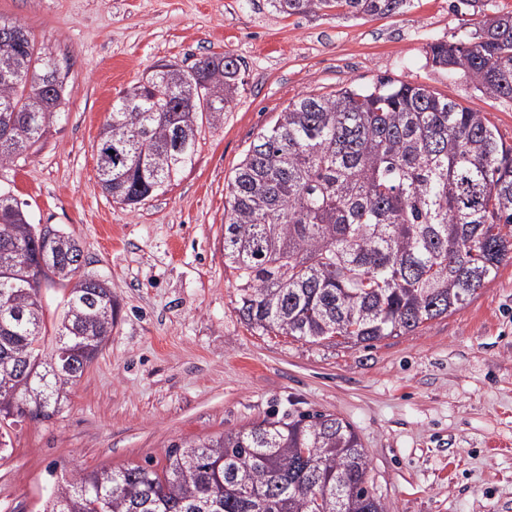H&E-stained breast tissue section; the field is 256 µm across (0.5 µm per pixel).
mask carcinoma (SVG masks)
<instances>
[{
    "label": "carcinoma",
    "mask_w": 512,
    "mask_h": 512,
    "mask_svg": "<svg viewBox=\"0 0 512 512\" xmlns=\"http://www.w3.org/2000/svg\"><path fill=\"white\" fill-rule=\"evenodd\" d=\"M287 15L377 17L409 0H269ZM432 66L512 99V14L458 42L428 46ZM0 165L64 114L67 73L20 24L0 16ZM242 85L233 55L188 69L161 63L106 116L97 174L134 208L192 162L203 123L224 120ZM224 269L238 313L264 335L370 344L461 309L512 260V147L485 112L421 84L291 99L257 134L228 185ZM69 289L56 345L43 341L42 284ZM108 283L84 271L77 240L29 221L0 190V448L8 429L49 421L68 394L45 373L65 348L73 381L112 335ZM367 457L332 414L265 418L215 439L175 444L157 471L78 474L43 512H387L366 486Z\"/></svg>",
    "instance_id": "cac0c4a2"
}]
</instances>
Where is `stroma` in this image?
<instances>
[{
	"instance_id": "stroma-1",
	"label": "stroma",
	"mask_w": 512,
	"mask_h": 512,
	"mask_svg": "<svg viewBox=\"0 0 512 512\" xmlns=\"http://www.w3.org/2000/svg\"><path fill=\"white\" fill-rule=\"evenodd\" d=\"M413 0L378 18L287 16L268 0H0L69 72L64 118L26 160L0 166L31 223L64 229L107 280L117 322L53 419L10 431L0 512H43L51 488L103 468L165 463L172 445L264 418L332 414L365 450L367 486L388 512H512V262L463 308L366 346L263 336L240 318L224 270L227 185L297 94L378 78L419 83L489 113L512 145V100L432 67L435 41L485 16ZM229 53L243 84L224 123L202 126L191 164L135 208L97 178L119 93L160 61L188 68Z\"/></svg>"
}]
</instances>
